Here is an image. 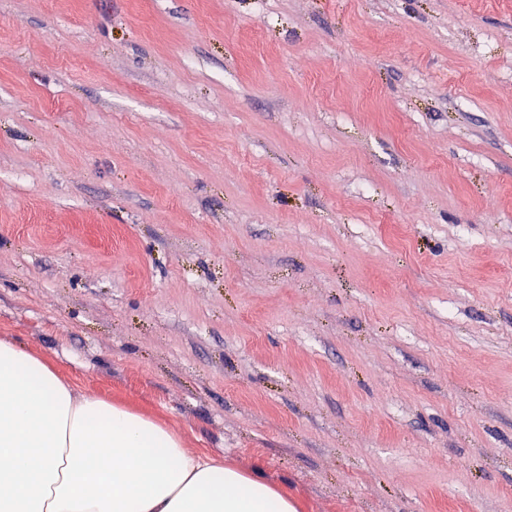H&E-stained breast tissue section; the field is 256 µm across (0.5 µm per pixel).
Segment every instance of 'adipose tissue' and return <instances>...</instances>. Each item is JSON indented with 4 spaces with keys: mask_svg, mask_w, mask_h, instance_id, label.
Wrapping results in <instances>:
<instances>
[{
    "mask_svg": "<svg viewBox=\"0 0 512 512\" xmlns=\"http://www.w3.org/2000/svg\"><path fill=\"white\" fill-rule=\"evenodd\" d=\"M0 512H296L258 470L190 451L0 340Z\"/></svg>",
    "mask_w": 512,
    "mask_h": 512,
    "instance_id": "ef3b65f1",
    "label": "adipose tissue"
}]
</instances>
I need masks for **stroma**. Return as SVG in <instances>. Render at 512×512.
Listing matches in <instances>:
<instances>
[{
    "instance_id": "35a3bbf8",
    "label": "stroma",
    "mask_w": 512,
    "mask_h": 512,
    "mask_svg": "<svg viewBox=\"0 0 512 512\" xmlns=\"http://www.w3.org/2000/svg\"><path fill=\"white\" fill-rule=\"evenodd\" d=\"M298 512H512V0H0V339Z\"/></svg>"
}]
</instances>
